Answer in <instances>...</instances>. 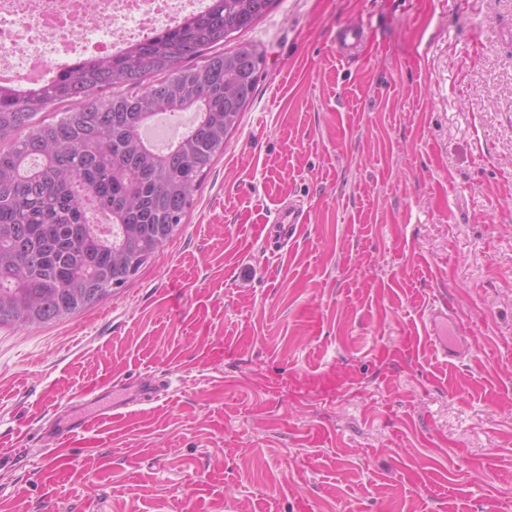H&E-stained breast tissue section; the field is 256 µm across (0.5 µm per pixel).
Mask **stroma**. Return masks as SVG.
<instances>
[{"instance_id": "35a3bbf8", "label": "stroma", "mask_w": 512, "mask_h": 512, "mask_svg": "<svg viewBox=\"0 0 512 512\" xmlns=\"http://www.w3.org/2000/svg\"><path fill=\"white\" fill-rule=\"evenodd\" d=\"M241 39L254 101L174 236L93 308L0 327V512H512V0H277ZM435 305L470 318L459 359ZM147 371L166 395L54 466L40 422ZM336 41L341 45V52L345 55L349 50L361 45L364 41V32L355 23L345 24L337 29Z\"/></svg>"}]
</instances>
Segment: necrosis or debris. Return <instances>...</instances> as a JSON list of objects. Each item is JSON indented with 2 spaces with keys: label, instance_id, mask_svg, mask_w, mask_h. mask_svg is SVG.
<instances>
[{
  "label": "necrosis or debris",
  "instance_id": "4bbe7bcc",
  "mask_svg": "<svg viewBox=\"0 0 512 512\" xmlns=\"http://www.w3.org/2000/svg\"><path fill=\"white\" fill-rule=\"evenodd\" d=\"M208 0H0V77L38 87L207 10Z\"/></svg>",
  "mask_w": 512,
  "mask_h": 512
}]
</instances>
